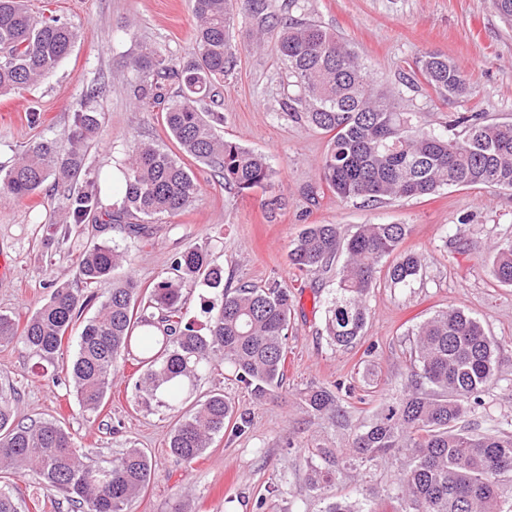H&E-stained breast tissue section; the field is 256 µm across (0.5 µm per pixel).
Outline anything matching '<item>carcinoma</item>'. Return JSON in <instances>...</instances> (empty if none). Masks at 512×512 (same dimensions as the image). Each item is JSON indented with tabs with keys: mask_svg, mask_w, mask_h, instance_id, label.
I'll list each match as a JSON object with an SVG mask.
<instances>
[{
	"mask_svg": "<svg viewBox=\"0 0 512 512\" xmlns=\"http://www.w3.org/2000/svg\"><path fill=\"white\" fill-rule=\"evenodd\" d=\"M295 0H193L197 20L195 56L174 61L161 49L144 46L133 59L138 101L162 105L163 120L182 154L220 174L224 189L242 193L272 187L267 158L224 139L218 126L224 113L212 108L217 86L235 67L230 32L243 22L257 39L274 33L284 66L282 111L330 135L319 165V179L336 198L380 202L420 198L444 188L497 186L512 189V122L490 120L479 112L448 122L455 133L428 129L414 112L383 97L377 78L335 33L318 22L289 15ZM76 31L58 18L33 16L27 0H0V95L29 90L65 59ZM417 70L443 100L472 95L464 72L448 57L425 52ZM175 78V91L166 82ZM96 89L74 109L62 153L44 137L5 172L0 194L27 198L55 179L68 187L82 172L86 148L101 129V113L91 106ZM123 203L105 213L102 231L127 217L156 220L187 208L200 194L197 178L181 159L158 145L136 143L120 165ZM77 222L101 213L95 184L67 195ZM406 224H361L343 236L335 224H307L288 249L294 268L318 273L336 269L335 296L326 307L325 332L332 345L350 347L364 331L368 297L383 264L395 285L419 276L421 257L403 248ZM127 254L101 238L80 260L79 277L88 286L112 283L96 313L87 318L73 358L62 366L80 408L96 414L119 371L118 358L137 351L145 367L134 389L147 400L166 397L177 406L208 371L229 366L235 381L264 399L283 381L288 350L291 291L277 282L259 287L224 281V268L197 248L176 253L172 276L144 288L119 270ZM495 280L512 286V241L495 246ZM203 278L221 293L208 308L206 331L182 314L183 288ZM95 295L66 285L20 328L0 314V346L21 344L53 364L69 330ZM407 383L355 432L346 451L310 448L314 464L308 489L320 492L344 469L366 472L387 454L405 458L393 492L396 512H512L501 500V482L512 477V430L480 431L471 425L481 395L498 382L496 341L462 308L441 311L411 330ZM16 390L0 385V512H22L6 479L30 476L39 489L60 493L77 512H127L149 483L153 462L140 448L97 462L77 448L71 434L53 420H16ZM308 414L343 415L330 387L304 395ZM235 432L249 418L236 414L222 393H214L181 414L168 449L191 465L228 423ZM320 512H374L347 499L333 498Z\"/></svg>",
	"mask_w": 512,
	"mask_h": 512,
	"instance_id": "cac0c4a2",
	"label": "carcinoma"
}]
</instances>
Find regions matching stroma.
I'll list each match as a JSON object with an SVG mask.
<instances>
[{
    "label": "stroma",
    "mask_w": 512,
    "mask_h": 512,
    "mask_svg": "<svg viewBox=\"0 0 512 512\" xmlns=\"http://www.w3.org/2000/svg\"><path fill=\"white\" fill-rule=\"evenodd\" d=\"M35 15L57 17L78 33L67 58L32 91L0 96V167L9 168L44 137L68 150L73 110L94 83L102 89L94 105L105 115L87 150V169L74 188L96 182L101 200L122 198L113 168L135 142L174 148L159 108L139 106L133 89L138 75L129 62L141 44H155L172 58L196 51L191 0H31ZM302 14L340 35L375 72L382 88L399 98L423 123L445 130L453 114L481 112L512 120V27L490 0H299ZM236 67L220 88L225 139L268 157L272 188L242 194L225 191L218 176L194 159L186 164L202 191L183 212L148 225L133 238L109 230L114 244L130 255V272L143 287L162 280L175 253L189 247L207 251L233 281L287 285L294 295L288 354L281 388L264 401L229 380L228 370L204 374L195 398L225 393L248 414L246 433L225 429L192 466L169 454L167 438L176 420L158 402H144L129 386L135 368L123 359L100 413L87 416L72 387L53 380L22 345L0 347V382L18 392L21 420L54 419L77 447L97 460L128 448L144 449L155 464L145 490L129 512H318L307 489L311 448H348L353 432L405 383L404 351L413 327L436 311L460 307L477 318L498 343L499 381L483 396L479 423L512 421V287L490 272L493 245L512 239V190L445 188L434 195L399 198L373 205L342 201L321 183L318 164L329 137L293 121L279 102L283 66L275 40L251 47L237 25ZM426 51L454 60L474 93L455 102L441 99L418 72ZM39 113L31 124V113ZM280 198L279 209L269 202ZM308 224H335L342 234L361 224H406L405 248L423 257L420 277L409 286L380 275L369 298L365 333L355 346L329 344L325 309L334 295L333 273L304 274L288 263L291 241ZM94 221L75 223L62 192L45 184L21 200L0 198V254L12 274L0 283V313L25 324L51 293L52 285L81 288L82 252L99 239ZM352 387L343 395L345 415L306 413L307 390L335 384ZM403 461L389 455L368 474L343 471L326 495L372 503L393 512L390 496Z\"/></svg>",
    "instance_id": "35a3bbf8"
}]
</instances>
